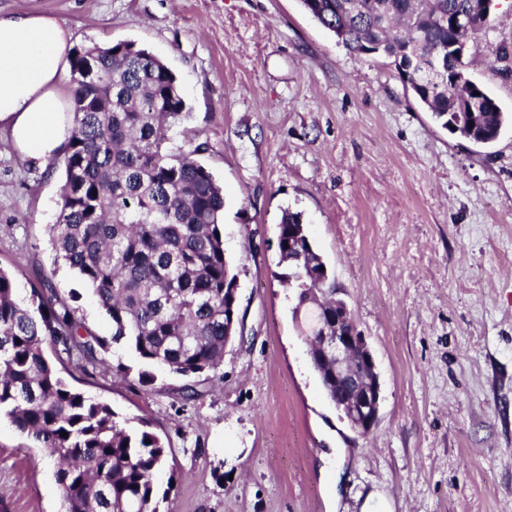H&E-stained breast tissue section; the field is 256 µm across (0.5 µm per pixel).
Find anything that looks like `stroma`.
<instances>
[{
    "mask_svg": "<svg viewBox=\"0 0 512 512\" xmlns=\"http://www.w3.org/2000/svg\"><path fill=\"white\" fill-rule=\"evenodd\" d=\"M66 24L75 45L132 40L175 73L169 133L224 188V249L244 340L199 394L102 353L71 384L164 441L163 512H512V121L484 147L437 124L388 59L350 53L301 0H0ZM464 63L512 118V0ZM61 165L24 161L0 129V268L46 281L95 332L112 325L47 227ZM300 213L378 366L367 436L328 399L293 318L277 237ZM124 364L126 373H113ZM56 464L0 418V512H63Z\"/></svg>",
    "mask_w": 512,
    "mask_h": 512,
    "instance_id": "1",
    "label": "stroma"
}]
</instances>
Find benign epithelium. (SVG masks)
Masks as SVG:
<instances>
[{
	"instance_id": "7a95c632",
	"label": "benign epithelium",
	"mask_w": 512,
	"mask_h": 512,
	"mask_svg": "<svg viewBox=\"0 0 512 512\" xmlns=\"http://www.w3.org/2000/svg\"><path fill=\"white\" fill-rule=\"evenodd\" d=\"M326 309L327 318L311 340L330 378L346 387L338 407L351 428L363 436L379 421L381 387L375 359L347 304L338 299Z\"/></svg>"
}]
</instances>
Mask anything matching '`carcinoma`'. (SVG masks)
<instances>
[{
  "mask_svg": "<svg viewBox=\"0 0 512 512\" xmlns=\"http://www.w3.org/2000/svg\"><path fill=\"white\" fill-rule=\"evenodd\" d=\"M301 2L349 52L390 59L451 133L481 144L499 138L507 117L495 100L468 80L448 84L462 74L451 51L459 39L452 19L470 0ZM71 83L73 130L49 242L54 261L91 287L112 336H95L47 281L31 290L29 303L18 300L14 275L0 269V416L57 461L65 512H160L172 490L155 483L167 461L163 440L144 420L117 421L110 405L85 396L62 371H84L97 350L113 346L182 377L183 398L198 395L196 378L224 363L234 280L224 250V190L195 159L205 144L169 148L168 131L185 117L186 101L175 73L147 49L132 42L77 48ZM300 224L299 214H283L279 264L296 289L295 315L314 336L322 311L304 296L332 284L301 287L304 268L323 262L306 248ZM290 229L302 262L284 245Z\"/></svg>",
  "mask_w": 512,
  "mask_h": 512,
  "instance_id": "cac0c4a2",
  "label": "carcinoma"
}]
</instances>
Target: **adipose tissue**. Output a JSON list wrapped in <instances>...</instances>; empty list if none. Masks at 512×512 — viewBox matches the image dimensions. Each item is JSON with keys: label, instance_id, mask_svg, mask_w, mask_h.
I'll return each instance as SVG.
<instances>
[{"label": "adipose tissue", "instance_id": "adipose-tissue-1", "mask_svg": "<svg viewBox=\"0 0 512 512\" xmlns=\"http://www.w3.org/2000/svg\"><path fill=\"white\" fill-rule=\"evenodd\" d=\"M73 46L55 16L0 8V127L42 169L65 155L72 135L64 83Z\"/></svg>", "mask_w": 512, "mask_h": 512}]
</instances>
